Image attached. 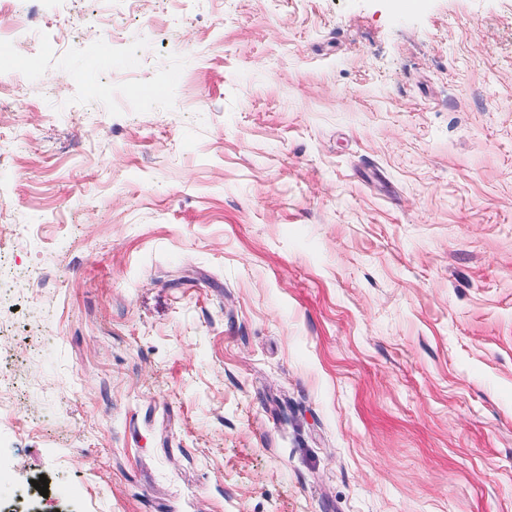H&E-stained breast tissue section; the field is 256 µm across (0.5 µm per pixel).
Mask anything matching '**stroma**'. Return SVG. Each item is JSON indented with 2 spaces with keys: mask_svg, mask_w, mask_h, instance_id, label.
Instances as JSON below:
<instances>
[{
  "mask_svg": "<svg viewBox=\"0 0 512 512\" xmlns=\"http://www.w3.org/2000/svg\"><path fill=\"white\" fill-rule=\"evenodd\" d=\"M39 7L0 512H512V0Z\"/></svg>",
  "mask_w": 512,
  "mask_h": 512,
  "instance_id": "obj_1",
  "label": "stroma"
}]
</instances>
